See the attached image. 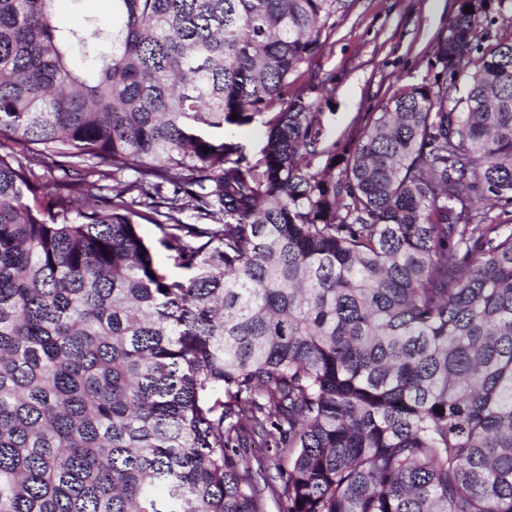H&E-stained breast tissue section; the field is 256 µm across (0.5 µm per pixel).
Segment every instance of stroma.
Wrapping results in <instances>:
<instances>
[{
    "instance_id": "stroma-1",
    "label": "stroma",
    "mask_w": 512,
    "mask_h": 512,
    "mask_svg": "<svg viewBox=\"0 0 512 512\" xmlns=\"http://www.w3.org/2000/svg\"><path fill=\"white\" fill-rule=\"evenodd\" d=\"M455 11V0H352L338 18L326 48L288 80V96L317 86L328 91L325 134L344 147L395 89L423 83L437 36Z\"/></svg>"
}]
</instances>
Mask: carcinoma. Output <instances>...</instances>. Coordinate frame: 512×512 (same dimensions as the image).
<instances>
[{
    "instance_id": "carcinoma-1",
    "label": "carcinoma",
    "mask_w": 512,
    "mask_h": 512,
    "mask_svg": "<svg viewBox=\"0 0 512 512\" xmlns=\"http://www.w3.org/2000/svg\"><path fill=\"white\" fill-rule=\"evenodd\" d=\"M56 2L0 0V512H512L494 0H457L430 79L340 153L283 90L351 0H112L80 28ZM258 116L250 157L226 130Z\"/></svg>"
}]
</instances>
